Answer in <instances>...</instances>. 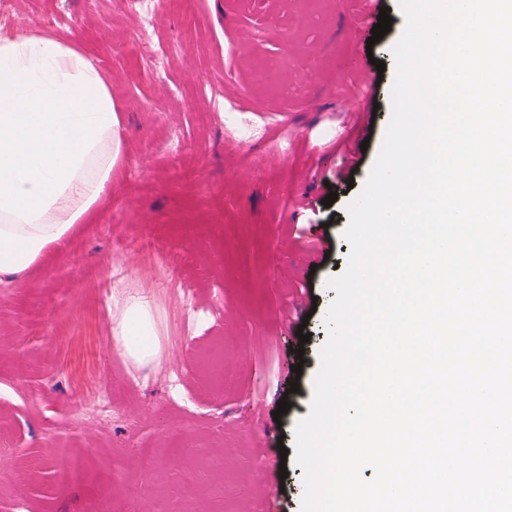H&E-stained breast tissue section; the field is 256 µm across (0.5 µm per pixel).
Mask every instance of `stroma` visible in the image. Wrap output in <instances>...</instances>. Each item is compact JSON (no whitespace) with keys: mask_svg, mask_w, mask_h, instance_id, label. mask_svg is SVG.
<instances>
[{"mask_svg":"<svg viewBox=\"0 0 512 512\" xmlns=\"http://www.w3.org/2000/svg\"><path fill=\"white\" fill-rule=\"evenodd\" d=\"M5 2L8 33L73 42L101 70L123 154L94 220L0 282V512H301L295 427L347 266V208L392 118L398 0L371 46L361 0H170L148 29L137 0ZM263 64L278 85L255 84ZM228 101L253 139L225 124ZM139 293L156 367L110 346L117 298ZM302 327L313 361L298 380Z\"/></svg>","mask_w":512,"mask_h":512,"instance_id":"1","label":"stroma"}]
</instances>
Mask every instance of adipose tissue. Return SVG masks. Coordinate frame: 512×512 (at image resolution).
Segmentation results:
<instances>
[{
    "label": "adipose tissue",
    "mask_w": 512,
    "mask_h": 512,
    "mask_svg": "<svg viewBox=\"0 0 512 512\" xmlns=\"http://www.w3.org/2000/svg\"><path fill=\"white\" fill-rule=\"evenodd\" d=\"M122 144L112 92L85 52L52 36H0V281L92 216ZM113 337L135 366L157 362L146 297L124 301Z\"/></svg>",
    "instance_id": "ef3b65f1"
}]
</instances>
